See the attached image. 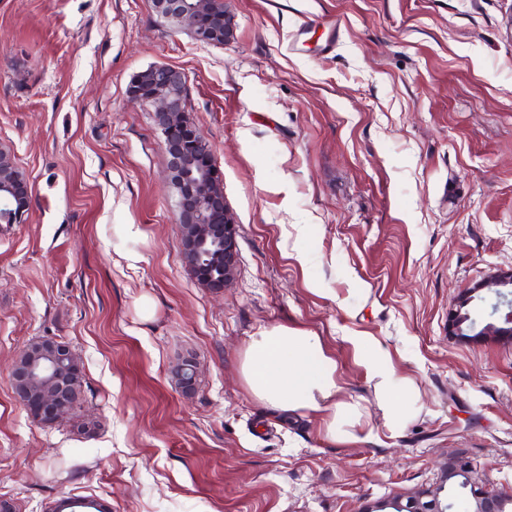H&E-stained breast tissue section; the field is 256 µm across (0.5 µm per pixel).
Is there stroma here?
<instances>
[{
	"label": "stroma",
	"instance_id": "obj_1",
	"mask_svg": "<svg viewBox=\"0 0 512 512\" xmlns=\"http://www.w3.org/2000/svg\"><path fill=\"white\" fill-rule=\"evenodd\" d=\"M225 3L233 35L214 45L153 0H0V150L29 187L24 221L0 223V499L357 512L438 486L452 450L512 493V341L448 330L468 289L512 268V0ZM158 65L185 75L237 225L217 292L183 261L163 135L128 95ZM276 325L320 340L367 440L252 397L243 354ZM45 337L85 378L56 424L10 376ZM369 342L422 407L395 431ZM188 356L191 391L172 377Z\"/></svg>",
	"mask_w": 512,
	"mask_h": 512
}]
</instances>
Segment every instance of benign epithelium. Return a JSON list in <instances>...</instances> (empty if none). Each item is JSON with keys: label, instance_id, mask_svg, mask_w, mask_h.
I'll return each instance as SVG.
<instances>
[{"label": "benign epithelium", "instance_id": "7a95c632", "mask_svg": "<svg viewBox=\"0 0 512 512\" xmlns=\"http://www.w3.org/2000/svg\"><path fill=\"white\" fill-rule=\"evenodd\" d=\"M157 12L166 19H174L181 28L189 29L198 40L222 44L224 39L212 33V23L201 18L191 0H156ZM151 91L143 93L137 80L129 88L132 100L154 107L155 119L164 138L169 156V183L181 188L177 199L178 224H210L212 234L221 238L224 249V270L220 279H214L211 268L199 265L200 251L209 246L206 235L183 239V255L187 266L197 280L219 291L234 278L238 242L237 230L217 181L212 145L203 137L188 116L187 103L173 92L186 84L184 74L169 66H156L147 71ZM28 187L23 179L0 173V198L12 201L16 217L26 211ZM512 283V270H498L479 287L492 291L498 304L507 305L508 298L501 288ZM482 335L496 338L512 337V313L504 316L502 325L488 322L482 326ZM38 353L20 363L15 358L11 366V380L18 400L45 423H55L68 416L71 400L70 381L79 372L72 361L70 348L57 340H41ZM180 387L190 390L197 380L196 363L191 358L182 360L173 371ZM464 483L471 488V512H508L500 491L490 487L489 480L477 475L469 458L462 452L448 454L442 469V482ZM442 487L424 489L410 494L388 496L365 503L359 512H448V503L440 498Z\"/></svg>", "mask_w": 512, "mask_h": 512}]
</instances>
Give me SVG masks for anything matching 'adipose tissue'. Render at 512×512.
Wrapping results in <instances>:
<instances>
[{"mask_svg":"<svg viewBox=\"0 0 512 512\" xmlns=\"http://www.w3.org/2000/svg\"><path fill=\"white\" fill-rule=\"evenodd\" d=\"M381 355L379 347H372L366 365L377 399L388 410L387 422L397 429L416 417L419 408L416 402L406 401L402 381L379 367ZM242 373L259 403L290 413L329 416V433L339 434L346 442L359 441L352 405L336 399V363L317 337L284 326L259 331L248 341Z\"/></svg>","mask_w":512,"mask_h":512,"instance_id":"ef3b65f1","label":"adipose tissue"}]
</instances>
